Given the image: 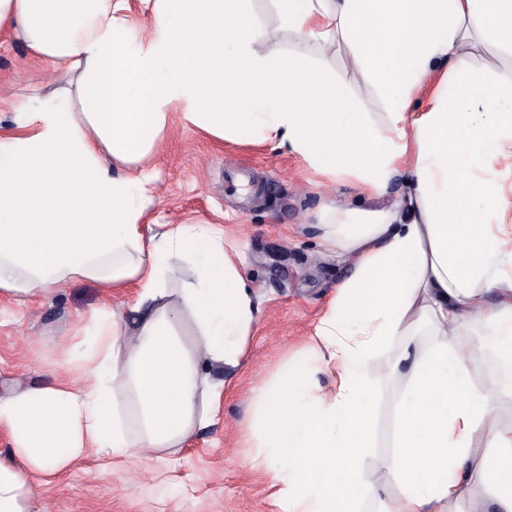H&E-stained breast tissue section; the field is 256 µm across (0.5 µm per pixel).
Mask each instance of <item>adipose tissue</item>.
Masks as SVG:
<instances>
[{
    "label": "adipose tissue",
    "mask_w": 512,
    "mask_h": 512,
    "mask_svg": "<svg viewBox=\"0 0 512 512\" xmlns=\"http://www.w3.org/2000/svg\"><path fill=\"white\" fill-rule=\"evenodd\" d=\"M140 2L144 35L130 0H0V33L64 81L37 104L19 88L0 134V291L35 300L76 278L136 290L127 316L87 329L80 385L0 399L14 446L0 457V512H45L30 474L56 476L91 444L113 459L180 452L214 419L221 386L203 367L246 356L258 308L223 235L147 220L142 164L175 112L219 139L261 135L366 191L406 180L404 210L325 212L323 241L352 273L309 354L254 394L273 512H512V430L493 423L512 396V0H271L296 39L285 52L257 50L248 0ZM341 44L350 82L312 62ZM176 260L187 275L173 290ZM187 314L191 345L176 330ZM427 326L436 339L421 351ZM479 350L501 370L487 384L473 378ZM328 367L334 385L313 391ZM392 373L406 383L378 457L374 383ZM119 391L134 429L111 402Z\"/></svg>",
    "instance_id": "adipose-tissue-1"
}]
</instances>
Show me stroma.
Masks as SVG:
<instances>
[{"label":"stroma","mask_w":512,"mask_h":512,"mask_svg":"<svg viewBox=\"0 0 512 512\" xmlns=\"http://www.w3.org/2000/svg\"><path fill=\"white\" fill-rule=\"evenodd\" d=\"M258 50L286 51L271 0H251ZM19 83L47 97L59 84L41 70L24 42L0 35V100ZM154 186L149 220L209 224L237 251L258 294V313L240 367H206L224 384L213 424L196 430L176 455L145 453L112 461L88 453L39 488L47 512H272L263 468L250 467L254 387L272 381L307 353L338 284L352 269L325 248L319 223L325 207L395 209L406 192L394 181L382 193H362L301 156L252 139L231 142L173 119L147 165ZM131 288L75 279L35 302L0 292V397L79 382V344L94 318L122 308ZM401 376L376 385L380 413L372 426L377 454L389 450L391 413Z\"/></svg>","instance_id":"obj_1"}]
</instances>
